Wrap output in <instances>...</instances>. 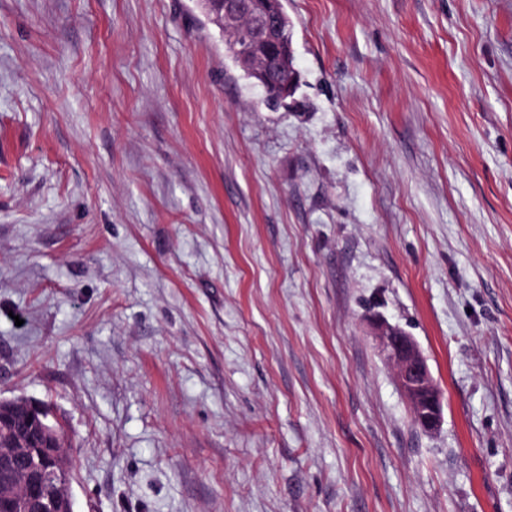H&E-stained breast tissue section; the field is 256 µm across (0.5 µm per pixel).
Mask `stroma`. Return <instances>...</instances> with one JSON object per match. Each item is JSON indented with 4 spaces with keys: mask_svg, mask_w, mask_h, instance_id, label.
<instances>
[{
    "mask_svg": "<svg viewBox=\"0 0 512 512\" xmlns=\"http://www.w3.org/2000/svg\"><path fill=\"white\" fill-rule=\"evenodd\" d=\"M283 6L273 111L195 0H0V398L74 512H512V0ZM285 22L276 31L277 38L282 42L286 50V58L283 59L278 56H272L264 60L261 64L266 72L268 91H265L264 102L266 105L271 106L270 97L278 92L280 84L288 82L294 75V55L292 59V33L288 22V16L284 12ZM377 336L382 351L395 366L399 387L410 404L415 423L425 432L435 431L443 418L442 397L416 341L385 321L378 323Z\"/></svg>",
    "mask_w": 512,
    "mask_h": 512,
    "instance_id": "obj_1",
    "label": "stroma"
}]
</instances>
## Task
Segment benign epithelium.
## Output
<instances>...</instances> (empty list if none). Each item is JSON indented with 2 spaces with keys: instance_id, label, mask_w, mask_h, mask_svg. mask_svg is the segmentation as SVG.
<instances>
[{
  "instance_id": "benign-epithelium-1",
  "label": "benign epithelium",
  "mask_w": 512,
  "mask_h": 512,
  "mask_svg": "<svg viewBox=\"0 0 512 512\" xmlns=\"http://www.w3.org/2000/svg\"><path fill=\"white\" fill-rule=\"evenodd\" d=\"M210 2L224 16L225 27L250 33L253 50L266 53L271 49L264 12L249 5L248 0ZM377 336L382 351L395 366L399 387L410 404L415 423L425 432L436 430L443 418L442 397L416 341L385 321L378 323ZM19 409L36 425L35 435L28 436L27 442L41 446L38 461L14 434L13 418ZM63 428L61 419L46 412L39 401L27 399L19 408L0 405V434L6 437L0 448V471L9 476L0 492V512H16L19 506L25 512H43L40 487L54 476V465L63 448L60 438Z\"/></svg>"
}]
</instances>
